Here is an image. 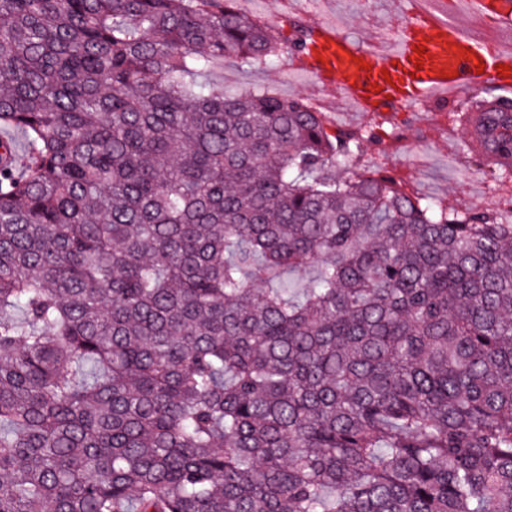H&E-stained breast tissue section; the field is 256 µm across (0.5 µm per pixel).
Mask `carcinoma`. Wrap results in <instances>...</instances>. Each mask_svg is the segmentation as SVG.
<instances>
[{
	"label": "carcinoma",
	"mask_w": 512,
	"mask_h": 512,
	"mask_svg": "<svg viewBox=\"0 0 512 512\" xmlns=\"http://www.w3.org/2000/svg\"><path fill=\"white\" fill-rule=\"evenodd\" d=\"M235 2L0 0V512H512V201L224 89L308 37Z\"/></svg>",
	"instance_id": "carcinoma-1"
}]
</instances>
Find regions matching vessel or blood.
I'll return each instance as SVG.
<instances>
[{
	"instance_id": "b4317fda",
	"label": "vessel or blood",
	"mask_w": 512,
	"mask_h": 512,
	"mask_svg": "<svg viewBox=\"0 0 512 512\" xmlns=\"http://www.w3.org/2000/svg\"><path fill=\"white\" fill-rule=\"evenodd\" d=\"M300 54L302 65L322 85H341L347 98L361 111L412 107L416 102L471 94L492 84L511 90L512 50L488 51L482 41L464 34L441 12H424L397 45L358 49L336 27L315 23ZM424 46L425 57L415 49Z\"/></svg>"
}]
</instances>
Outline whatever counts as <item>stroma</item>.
Wrapping results in <instances>:
<instances>
[{"mask_svg":"<svg viewBox=\"0 0 512 512\" xmlns=\"http://www.w3.org/2000/svg\"><path fill=\"white\" fill-rule=\"evenodd\" d=\"M278 2L264 0L259 18L285 33L290 20L306 26L322 20L328 13L338 17L339 32L359 49L374 46L381 37L402 32L415 19L407 0H370L360 9L352 0H320V10L313 12L306 10L305 0H295L285 11L279 10ZM224 85L230 89L263 86L283 97H306L316 92L324 98L332 124L350 128L366 120L364 114L348 109L341 87L317 84L311 75L300 74L294 62L277 63L256 72L228 61L224 64ZM458 102L454 96L399 111V119L407 123L404 137L381 144L366 143L364 151L369 156L386 151L389 175L406 184L420 198L444 200L463 208H491L498 201V175L475 155L464 153L465 131L451 125L445 115Z\"/></svg>","mask_w":512,"mask_h":512,"instance_id":"stroma-1","label":"stroma"}]
</instances>
